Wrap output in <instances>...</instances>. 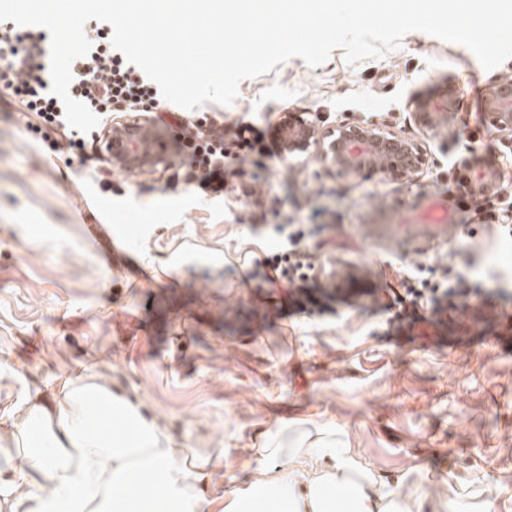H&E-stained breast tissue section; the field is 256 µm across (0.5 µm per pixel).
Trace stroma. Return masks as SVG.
<instances>
[{
	"mask_svg": "<svg viewBox=\"0 0 512 512\" xmlns=\"http://www.w3.org/2000/svg\"><path fill=\"white\" fill-rule=\"evenodd\" d=\"M512 77L487 71L465 46L420 31L383 57L347 63L343 49L312 67L301 58L241 82L228 106L205 103L225 127L280 126L291 112L319 132L378 125L422 134L417 98L455 94V140L426 142L416 180L342 177L316 151L230 163L220 197L170 172H113L63 149L49 165L21 113L0 112V416L49 393L76 368L114 392L179 445L224 451L205 479V512L256 466L255 447L335 430L336 445L385 488L426 478L468 512L478 500L512 512V245L469 211L422 238L414 210L459 189V159L500 171L512 201V149L478 95ZM309 236L316 279L350 296L293 314L284 289L254 272L292 233ZM483 286L444 324L395 321L386 283L446 268Z\"/></svg>",
	"mask_w": 512,
	"mask_h": 512,
	"instance_id": "obj_1",
	"label": "stroma"
}]
</instances>
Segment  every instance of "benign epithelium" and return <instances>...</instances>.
<instances>
[{
	"label": "benign epithelium",
	"instance_id": "obj_1",
	"mask_svg": "<svg viewBox=\"0 0 512 512\" xmlns=\"http://www.w3.org/2000/svg\"><path fill=\"white\" fill-rule=\"evenodd\" d=\"M454 107L451 98L419 99L412 112L420 131L431 141L447 144L448 112ZM490 120L503 132H512V81L499 78L491 84L486 97ZM288 144L303 153L319 148L322 159L349 178L381 175L393 180L411 178L422 172L426 152L421 144L409 141L385 129L343 125L327 135L321 134L299 115L288 116ZM128 161L139 162L147 156V146L129 139L120 146ZM462 179L476 193H502V178L491 169L476 168L461 162Z\"/></svg>",
	"mask_w": 512,
	"mask_h": 512
}]
</instances>
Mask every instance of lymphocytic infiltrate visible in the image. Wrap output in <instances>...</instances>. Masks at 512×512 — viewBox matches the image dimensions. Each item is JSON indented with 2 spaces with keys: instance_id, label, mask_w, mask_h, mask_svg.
Returning <instances> with one entry per match:
<instances>
[{
  "instance_id": "f902f5d3",
  "label": "lymphocytic infiltrate",
  "mask_w": 512,
  "mask_h": 512,
  "mask_svg": "<svg viewBox=\"0 0 512 512\" xmlns=\"http://www.w3.org/2000/svg\"><path fill=\"white\" fill-rule=\"evenodd\" d=\"M84 32L91 49L72 65L69 92L74 99L85 103L102 119L115 112L163 110L165 100L158 86L113 47L112 30L108 25L97 21L86 26ZM50 86L46 32L0 21V105L35 115V122L27 124L26 130L32 139L40 142L46 155L59 152V138L63 135L67 136L70 148L81 152L90 149L94 154H101L100 136L71 128L64 106L51 94ZM217 119V114L208 112H182L171 119L172 125L180 129L188 152L183 162L186 179L198 183L204 193L216 195L224 191L225 146H232L235 158L244 161L270 154L276 138L274 131L250 122L238 123L227 132L218 126ZM288 250L294 255L291 263H282L277 258L266 261L270 273L265 280L271 284L287 281L289 297L300 306L313 299L308 265L300 258V236L289 237ZM398 285L410 297L411 310L406 317L411 322L417 319L414 309L421 299H428L432 314L440 316L453 308L455 298L479 291L478 284L453 272L443 280L444 293L439 297H425L417 290L414 278L409 276L401 277Z\"/></svg>"
}]
</instances>
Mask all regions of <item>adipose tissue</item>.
Returning a JSON list of instances; mask_svg holds the SVG:
<instances>
[{
    "instance_id": "1",
    "label": "adipose tissue",
    "mask_w": 512,
    "mask_h": 512,
    "mask_svg": "<svg viewBox=\"0 0 512 512\" xmlns=\"http://www.w3.org/2000/svg\"><path fill=\"white\" fill-rule=\"evenodd\" d=\"M257 455L224 512H413L417 488L382 491L335 440L316 448L300 434ZM0 458L31 473L0 512H203L199 485L222 464L176 444L93 374L63 378L53 398L35 393L16 418H1ZM276 460L287 469L269 472Z\"/></svg>"
}]
</instances>
